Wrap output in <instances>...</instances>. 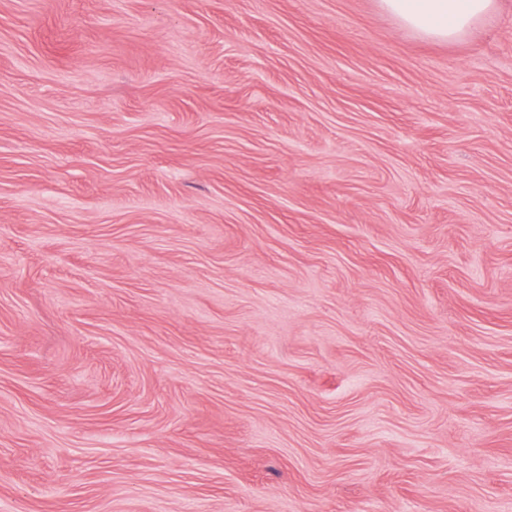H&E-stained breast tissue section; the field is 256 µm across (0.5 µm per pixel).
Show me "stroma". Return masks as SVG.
<instances>
[{
    "mask_svg": "<svg viewBox=\"0 0 512 512\" xmlns=\"http://www.w3.org/2000/svg\"><path fill=\"white\" fill-rule=\"evenodd\" d=\"M0 512H512V0H0ZM382 9L426 37L452 41L495 11L496 0H380Z\"/></svg>",
    "mask_w": 512,
    "mask_h": 512,
    "instance_id": "obj_1",
    "label": "stroma"
}]
</instances>
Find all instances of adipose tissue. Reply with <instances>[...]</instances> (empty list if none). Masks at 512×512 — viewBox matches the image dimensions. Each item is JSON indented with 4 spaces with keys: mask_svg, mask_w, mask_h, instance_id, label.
<instances>
[{
    "mask_svg": "<svg viewBox=\"0 0 512 512\" xmlns=\"http://www.w3.org/2000/svg\"><path fill=\"white\" fill-rule=\"evenodd\" d=\"M380 5L407 28L430 38L451 41L491 15L496 0H380Z\"/></svg>",
    "mask_w": 512,
    "mask_h": 512,
    "instance_id": "1",
    "label": "adipose tissue"
}]
</instances>
